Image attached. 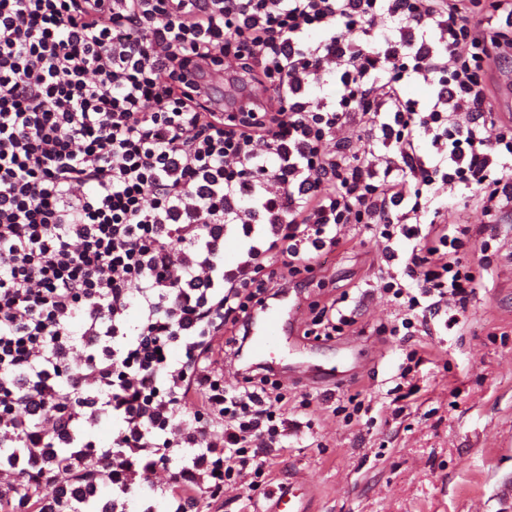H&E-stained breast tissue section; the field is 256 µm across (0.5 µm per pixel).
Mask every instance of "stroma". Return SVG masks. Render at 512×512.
Instances as JSON below:
<instances>
[{
    "label": "stroma",
    "mask_w": 512,
    "mask_h": 512,
    "mask_svg": "<svg viewBox=\"0 0 512 512\" xmlns=\"http://www.w3.org/2000/svg\"><path fill=\"white\" fill-rule=\"evenodd\" d=\"M441 220L470 229L464 256L475 266L478 286L459 324L445 315L428 317L426 332L404 341L381 336L396 308L379 292L359 304V332L329 340L306 337L288 360L338 363L351 345L362 371L323 401V386L299 383L280 372L275 381L294 406L299 431L272 468L271 483L249 492L225 489L212 498L197 493L191 512H270L288 482L310 487L311 512H501L497 483L512 474V209L484 216L477 194L442 197ZM382 244L360 232L329 254L314 272L302 274L300 323L311 322L317 300L334 287L365 280L376 283ZM490 263L479 267L481 254ZM424 346L416 388L395 398L406 351ZM311 405L298 410L302 395ZM359 395L364 409L353 418L334 410L335 401ZM97 500L117 501L115 512H172L168 487L148 499L97 486Z\"/></svg>",
    "instance_id": "obj_1"
}]
</instances>
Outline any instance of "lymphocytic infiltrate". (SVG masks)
<instances>
[{"label": "lymphocytic infiltrate", "mask_w": 512, "mask_h": 512, "mask_svg": "<svg viewBox=\"0 0 512 512\" xmlns=\"http://www.w3.org/2000/svg\"><path fill=\"white\" fill-rule=\"evenodd\" d=\"M474 3L0 0V434L88 449L122 492L191 449L175 512L201 474L215 498L257 489L298 424L268 376L225 387L210 339L244 347L251 305L350 225L384 243L391 335L428 314L457 324L477 285L467 231L421 215L447 188L488 216L512 205V116L489 107L504 43ZM228 64L269 90L258 111L217 108L192 79ZM329 77L337 97L316 103ZM413 77L439 83L433 101L404 98ZM350 121L393 153L347 152ZM349 297L308 335L353 327ZM88 411L117 424L110 443Z\"/></svg>", "instance_id": "lymphocytic-infiltrate-1"}]
</instances>
